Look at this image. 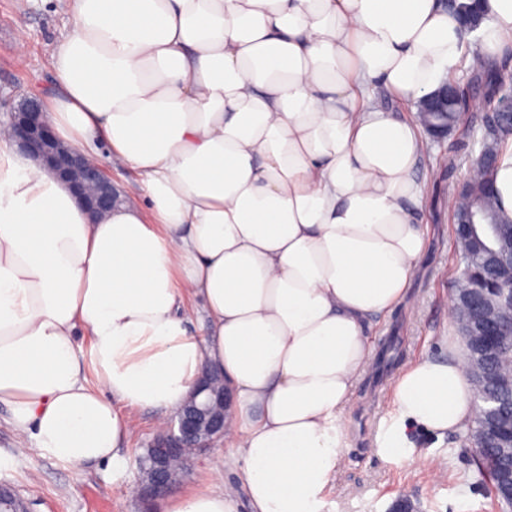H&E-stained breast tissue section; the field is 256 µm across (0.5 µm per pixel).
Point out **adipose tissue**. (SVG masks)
I'll return each mask as SVG.
<instances>
[{"label": "adipose tissue", "mask_w": 512, "mask_h": 512, "mask_svg": "<svg viewBox=\"0 0 512 512\" xmlns=\"http://www.w3.org/2000/svg\"><path fill=\"white\" fill-rule=\"evenodd\" d=\"M488 56L512 0H485ZM467 36L442 0H72L47 107L58 137L142 176L146 207L92 218L0 126V405L20 443L78 469L120 465L132 408L164 427L204 368L233 402L226 463L241 487L163 512H322L344 458L366 330L405 303L427 244L415 100ZM208 326L190 334L185 296ZM399 371L376 437L417 462L415 432L471 419L456 339Z\"/></svg>", "instance_id": "obj_1"}]
</instances>
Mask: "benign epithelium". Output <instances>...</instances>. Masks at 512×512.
<instances>
[{"instance_id":"obj_1","label":"benign epithelium","mask_w":512,"mask_h":512,"mask_svg":"<svg viewBox=\"0 0 512 512\" xmlns=\"http://www.w3.org/2000/svg\"><path fill=\"white\" fill-rule=\"evenodd\" d=\"M457 86H445L438 93L419 98L414 107L422 112H448ZM7 127L20 153L37 162L66 183L81 200L89 214L95 215L112 208L118 199L117 188L103 167L88 158L78 148L63 144L54 134L36 95H26L9 112ZM462 233L474 241L494 245L512 239L511 224H490L477 211L461 220ZM487 268L492 275L512 272V252L503 249L490 256ZM473 307L483 314L480 346H494L512 333V297L504 304L501 297L483 291L473 293ZM229 394L224 378L214 370L205 371L184 407L170 424L151 441L148 454L152 467L141 478L137 494L146 505L165 495L179 482L170 468V461L184 448L198 451L211 447L224 437V419Z\"/></svg>"}]
</instances>
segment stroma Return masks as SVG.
<instances>
[{
    "mask_svg": "<svg viewBox=\"0 0 512 512\" xmlns=\"http://www.w3.org/2000/svg\"><path fill=\"white\" fill-rule=\"evenodd\" d=\"M68 19V0H0L1 118L23 95L58 94L52 54ZM19 43L24 46L20 53L15 50ZM471 149V142L456 133L423 147L418 215L428 233V249L409 290L411 307H398L388 317L373 320L366 332L371 364L346 406L344 464L335 490L327 494L325 512H389L402 497L417 504V512H502L488 484L475 481L473 450L462 436L418 434L417 450L428 460L412 466L384 463L372 448L381 417L392 409V382L398 371L423 357H447L444 339L458 333L448 314L450 288L462 270L451 200L465 178ZM443 154L455 156L454 168L438 164ZM7 416L0 406V482L28 499L31 512H141L135 494L138 458L157 431L152 411H131L136 432L118 468L97 465L81 473L34 451H18ZM225 452L220 440L195 456L173 494H191L221 482L239 488L238 476L224 465Z\"/></svg>",
    "mask_w": 512,
    "mask_h": 512,
    "instance_id": "35a3bbf8",
    "label": "stroma"
}]
</instances>
